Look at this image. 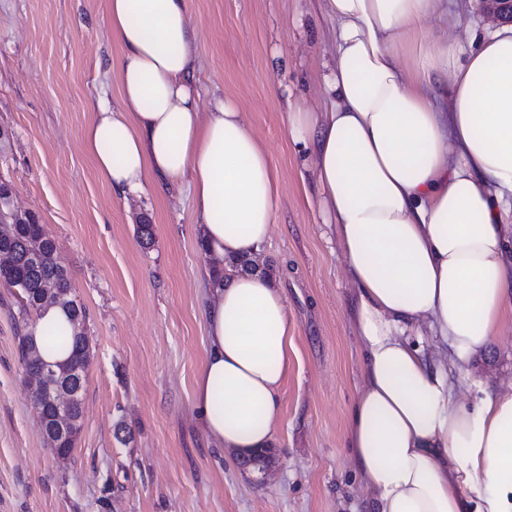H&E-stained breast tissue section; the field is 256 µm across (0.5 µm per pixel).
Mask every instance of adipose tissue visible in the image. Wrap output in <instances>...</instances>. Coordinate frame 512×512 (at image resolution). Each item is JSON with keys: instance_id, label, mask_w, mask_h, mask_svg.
<instances>
[{"instance_id": "ef3b65f1", "label": "adipose tissue", "mask_w": 512, "mask_h": 512, "mask_svg": "<svg viewBox=\"0 0 512 512\" xmlns=\"http://www.w3.org/2000/svg\"><path fill=\"white\" fill-rule=\"evenodd\" d=\"M336 65L323 111L288 115L355 289L363 387L348 446L366 512H512V387L473 360L512 324V26L459 35L448 0H325ZM120 103L83 134L121 194L189 186L212 255L270 238L277 176L242 112L201 111L191 0H106ZM438 19L443 35L424 24ZM410 56L411 67L401 63ZM208 340L194 402L215 447L273 444L294 351L288 305L256 274L206 273ZM472 386V405L454 401Z\"/></svg>"}]
</instances>
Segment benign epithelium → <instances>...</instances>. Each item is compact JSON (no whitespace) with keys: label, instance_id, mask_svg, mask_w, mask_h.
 <instances>
[{"label":"benign epithelium","instance_id":"obj_1","mask_svg":"<svg viewBox=\"0 0 512 512\" xmlns=\"http://www.w3.org/2000/svg\"><path fill=\"white\" fill-rule=\"evenodd\" d=\"M484 17L504 23L512 22V0H477ZM10 197V188L0 183V237L9 234L8 224L13 219L12 213L3 210ZM13 254L10 248L0 250V285L12 288ZM28 361L31 368L26 371V380L32 390L35 406L44 400L54 409L52 422L42 423L43 435H52L58 441L70 442L75 439L80 427V416L75 412L72 401L76 392L73 390L70 365L55 366L43 361L37 347L35 336H29Z\"/></svg>","mask_w":512,"mask_h":512}]
</instances>
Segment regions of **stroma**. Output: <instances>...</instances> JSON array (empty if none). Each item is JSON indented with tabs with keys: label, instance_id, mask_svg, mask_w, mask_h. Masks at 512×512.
<instances>
[{
	"label": "stroma",
	"instance_id": "1",
	"mask_svg": "<svg viewBox=\"0 0 512 512\" xmlns=\"http://www.w3.org/2000/svg\"><path fill=\"white\" fill-rule=\"evenodd\" d=\"M199 104L235 102L279 178L270 239L251 271L280 288L296 325L274 448L263 468L215 448L194 407L208 341L202 246L188 187L113 192L82 148L100 96L118 100L120 46L104 0H0V182L12 212L57 240L83 302L91 359L68 459L46 442L25 384L16 291L0 287V512H361L347 446L363 385L355 291L324 222L313 168L288 114L324 108L336 58L324 0H192ZM141 224L153 240L143 244ZM512 384V328L481 356Z\"/></svg>",
	"mask_w": 512,
	"mask_h": 512
}]
</instances>
